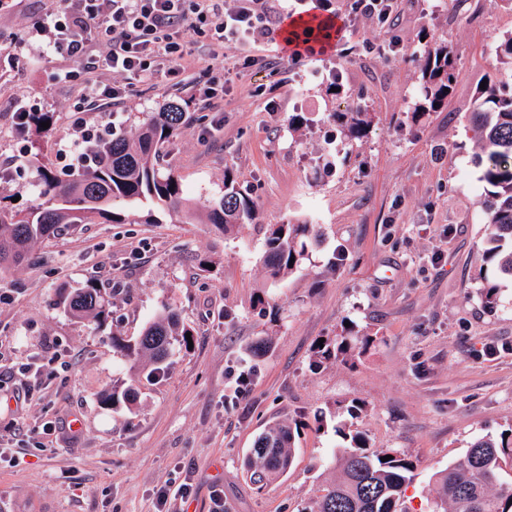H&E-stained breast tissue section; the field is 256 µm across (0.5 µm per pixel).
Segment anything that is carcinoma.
Listing matches in <instances>:
<instances>
[{
    "label": "carcinoma",
    "mask_w": 512,
    "mask_h": 512,
    "mask_svg": "<svg viewBox=\"0 0 512 512\" xmlns=\"http://www.w3.org/2000/svg\"><path fill=\"white\" fill-rule=\"evenodd\" d=\"M496 52L508 78L477 89L470 126L479 149L480 203L489 224L484 260L512 278V32L499 40ZM422 57L421 101L415 112H434L448 98L456 79L455 61L446 43L425 47ZM183 116L178 105L170 104L153 113L138 130L113 133L112 139L98 145L101 159L97 164L66 179L44 166L37 167L43 201L28 210H0V271L20 264L33 242L53 238L64 228L92 218L113 224L136 220L126 206L142 199L155 200L170 210L180 209L184 203L182 184L173 173L162 171L160 158L162 146L174 136ZM336 122L352 141L367 135L371 117L361 111L338 112ZM253 216L251 199L225 175L224 193L210 202L207 221L227 234ZM316 238L315 225L306 221L268 225L264 255L268 277L276 280L291 272ZM481 297L484 306L493 309L502 302V288L487 279ZM64 303L75 316L99 320L108 299L102 289L88 287L65 297ZM186 333L188 329L181 326L175 310L167 307L147 323L134 342L115 339L113 346L137 359H148L155 365L150 370L154 374L173 355L175 345L188 343ZM372 342L371 337L359 336L348 327L335 342L320 344L315 356L320 363L334 360L347 364ZM296 431L291 423L278 421L256 437L243 467L257 489L287 474ZM336 435L342 440L332 460L336 478L323 488L310 512H407L402 508V494L415 469L407 455L397 449H370L365 436L347 421L336 425ZM386 455L392 459L381 461ZM433 478V512H512V428L474 440Z\"/></svg>",
    "instance_id": "obj_1"
}]
</instances>
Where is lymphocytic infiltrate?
<instances>
[{"label":"lymphocytic infiltrate","instance_id":"1","mask_svg":"<svg viewBox=\"0 0 512 512\" xmlns=\"http://www.w3.org/2000/svg\"><path fill=\"white\" fill-rule=\"evenodd\" d=\"M288 2L278 0L271 9L262 0H237L230 12L224 0H65L53 6L38 26L50 35L43 53L68 57L84 72L73 115L78 136L63 144L61 158L88 164L91 148L112 133L111 124L91 127L83 117L88 107L123 96L122 86L104 82L100 72L120 74L125 84L160 71L178 80L194 36L207 35L213 58H223L225 43L246 46L267 38L287 16Z\"/></svg>","mask_w":512,"mask_h":512}]
</instances>
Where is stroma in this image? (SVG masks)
<instances>
[{
  "label": "stroma",
  "instance_id": "35a3bbf8",
  "mask_svg": "<svg viewBox=\"0 0 512 512\" xmlns=\"http://www.w3.org/2000/svg\"><path fill=\"white\" fill-rule=\"evenodd\" d=\"M387 23L357 0H331L343 22L316 61L284 59L285 25L213 60L198 38L180 85L156 77L127 89L111 117L132 131L148 113L179 104L183 122L166 145L193 218L155 203L152 224H81L36 242L0 275V512H156L155 492L189 482L169 512H305L330 481L335 427L350 405L372 449L395 448L415 465L409 512H430L435 471L478 435L512 427V279L486 268L487 217L468 115L483 80L500 76V37L512 31L506 0H390ZM50 0H15L0 12V207L40 203L35 167L66 174L59 157L74 132L78 63L42 56L32 39ZM22 41L24 64L10 51ZM447 41L457 78L445 105L414 114L422 45ZM221 82L210 103L199 92ZM339 92H330L331 84ZM53 113L49 135L13 130L11 102ZM372 115L368 135L344 140L334 115ZM301 112L306 122L291 127ZM38 164V165H39ZM232 174L256 207L254 222L226 234L204 217ZM310 220L318 245L288 276L263 266L268 225ZM212 268L201 271L200 258ZM504 300L484 306V278ZM96 283L111 300L104 323L65 311L64 296ZM264 307H255L256 297ZM178 310L192 348L140 379L135 404H109L137 361L113 339L134 340L163 306ZM356 325L374 342L355 364L316 362L320 339ZM267 339L260 358L250 346ZM28 373H21V365ZM79 430H71L72 419ZM278 420L298 427L288 473L264 489L242 461L255 436ZM56 431L43 434L46 423Z\"/></svg>",
  "mask_w": 512,
  "mask_h": 512
}]
</instances>
